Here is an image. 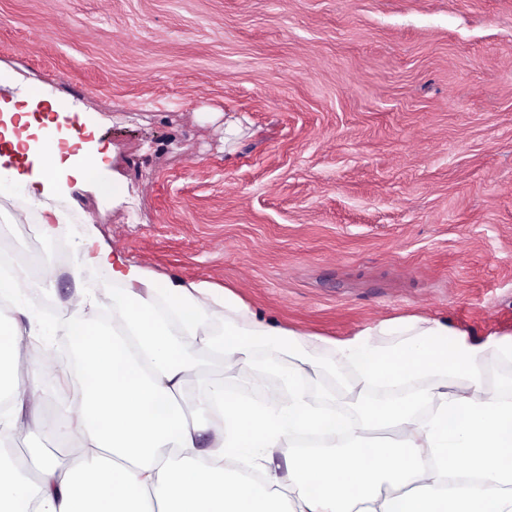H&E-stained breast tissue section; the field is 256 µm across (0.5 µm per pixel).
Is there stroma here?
<instances>
[{
  "label": "stroma",
  "mask_w": 512,
  "mask_h": 512,
  "mask_svg": "<svg viewBox=\"0 0 512 512\" xmlns=\"http://www.w3.org/2000/svg\"><path fill=\"white\" fill-rule=\"evenodd\" d=\"M105 148L49 206L159 281L334 340L411 316L512 338V0H0V110ZM23 190L0 235L53 265ZM28 279L51 344L74 290Z\"/></svg>",
  "instance_id": "obj_1"
}]
</instances>
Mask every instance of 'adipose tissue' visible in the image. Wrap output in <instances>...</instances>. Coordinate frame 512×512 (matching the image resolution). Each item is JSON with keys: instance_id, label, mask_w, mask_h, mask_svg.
<instances>
[{"instance_id": "ef3b65f1", "label": "adipose tissue", "mask_w": 512, "mask_h": 512, "mask_svg": "<svg viewBox=\"0 0 512 512\" xmlns=\"http://www.w3.org/2000/svg\"><path fill=\"white\" fill-rule=\"evenodd\" d=\"M42 161L0 183L26 190L44 236L64 216L44 204ZM72 268L104 267L108 287H77L63 312L72 359L35 344L19 318L29 260L13 257L0 297V438L47 435L0 464V512H512V397L487 387L483 362H512V340L448 343L446 324L413 318L347 341L267 324L228 288L166 283L78 230ZM345 373L323 380L332 364ZM217 366L223 379L204 375ZM271 402L252 405L269 375ZM59 416L43 418L45 379ZM393 433L392 445L370 435ZM287 450L283 471L270 468Z\"/></svg>"}]
</instances>
